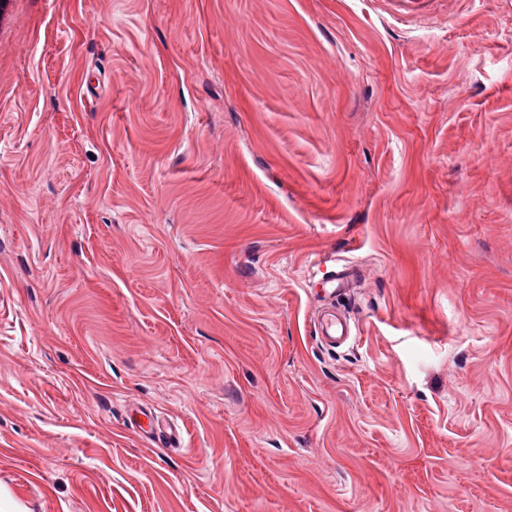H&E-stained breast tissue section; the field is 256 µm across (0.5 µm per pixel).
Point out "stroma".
Segmentation results:
<instances>
[{"instance_id": "stroma-1", "label": "stroma", "mask_w": 512, "mask_h": 512, "mask_svg": "<svg viewBox=\"0 0 512 512\" xmlns=\"http://www.w3.org/2000/svg\"><path fill=\"white\" fill-rule=\"evenodd\" d=\"M0 504L512 512V0H0ZM392 15L403 19L415 18L430 13L438 0H382ZM138 416L135 418L133 425L139 429V431L150 439H163L170 442L173 436L176 426L172 427L171 424L161 425L158 418L152 411L139 410ZM177 431V430H176Z\"/></svg>"}]
</instances>
